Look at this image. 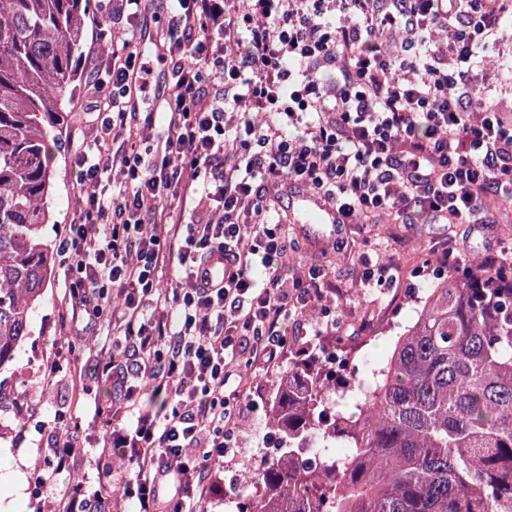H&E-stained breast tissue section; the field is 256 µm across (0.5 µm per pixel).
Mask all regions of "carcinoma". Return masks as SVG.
<instances>
[{"label": "carcinoma", "mask_w": 512, "mask_h": 512, "mask_svg": "<svg viewBox=\"0 0 512 512\" xmlns=\"http://www.w3.org/2000/svg\"><path fill=\"white\" fill-rule=\"evenodd\" d=\"M90 0H0V369L51 276L50 143L80 82ZM455 274L426 288L355 416L336 375L297 347L263 395L283 443L253 458L237 512H512V287ZM318 448L315 467L295 451ZM330 448H346L342 457Z\"/></svg>", "instance_id": "1"}]
</instances>
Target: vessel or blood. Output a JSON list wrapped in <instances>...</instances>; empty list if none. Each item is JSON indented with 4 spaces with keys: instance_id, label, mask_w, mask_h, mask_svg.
<instances>
[{
    "instance_id": "1",
    "label": "vessel or blood",
    "mask_w": 512,
    "mask_h": 512,
    "mask_svg": "<svg viewBox=\"0 0 512 512\" xmlns=\"http://www.w3.org/2000/svg\"><path fill=\"white\" fill-rule=\"evenodd\" d=\"M268 191L271 198L283 201L286 223L295 225L297 233L312 245H322L344 233V215L325 199L287 179L270 184Z\"/></svg>"
}]
</instances>
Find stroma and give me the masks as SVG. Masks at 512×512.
<instances>
[{"label": "stroma", "instance_id": "35a3bbf8", "mask_svg": "<svg viewBox=\"0 0 512 512\" xmlns=\"http://www.w3.org/2000/svg\"><path fill=\"white\" fill-rule=\"evenodd\" d=\"M85 92H78L54 160L56 193L50 203L53 221L45 225L48 242H55L73 207L75 172L70 167L72 137L81 135ZM457 224H419L406 228L375 219L356 224L345 234L341 259L312 252L300 240L292 255L296 264L323 261L330 267L321 285L326 301L335 307L343 323L350 349L372 362H384L396 335L413 317L419 301L405 285L423 254L461 238ZM392 261L396 283L386 288L364 287L360 281L365 260ZM65 283L53 271L41 304L32 316L31 332L17 352L14 366L0 370V449L23 458L19 475L0 476V512H53L68 491L71 475H84L95 467L125 470L126 460L114 448L103 445L105 434L121 403L112 391L111 376L102 371V346L111 332L107 323L94 334L75 340L72 308L64 299ZM267 432L264 409L244 415L243 433L249 438L236 456L226 457L217 473L225 493L237 492L245 483L244 461L252 445ZM72 437L79 446L70 472L59 475L51 492L33 499L31 490L37 473L45 466L56 438Z\"/></svg>", "mask_w": 512, "mask_h": 512}]
</instances>
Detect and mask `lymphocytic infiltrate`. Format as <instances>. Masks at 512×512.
Segmentation results:
<instances>
[{"mask_svg": "<svg viewBox=\"0 0 512 512\" xmlns=\"http://www.w3.org/2000/svg\"><path fill=\"white\" fill-rule=\"evenodd\" d=\"M158 35L171 89L148 149L127 135L130 86L151 74L128 32L110 68L91 57L69 224L55 245L65 297L87 325L112 323L104 370L126 415L106 442L137 512H192L219 487L241 437L243 361L279 360L288 327L310 322L323 271L288 273V227L266 222L283 179L350 223L463 224L486 232L495 197L512 205V117L495 101L486 48L512 0H167ZM336 71L330 85L316 75ZM224 260V278L206 267ZM264 270V287L251 271ZM178 268L171 292L159 273ZM167 390L158 416L136 378Z\"/></svg>", "mask_w": 512, "mask_h": 512, "instance_id": "f902f5d3", "label": "lymphocytic infiltrate"}]
</instances>
